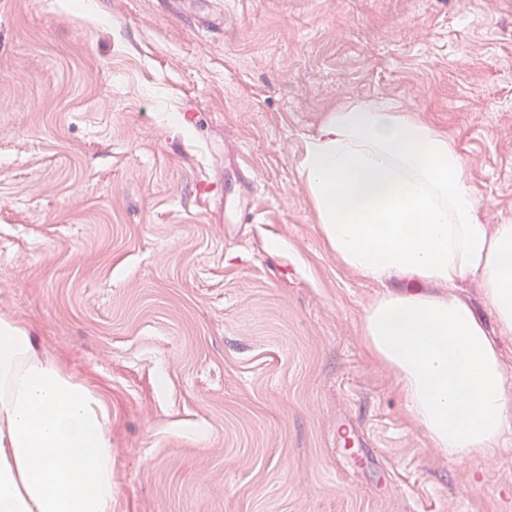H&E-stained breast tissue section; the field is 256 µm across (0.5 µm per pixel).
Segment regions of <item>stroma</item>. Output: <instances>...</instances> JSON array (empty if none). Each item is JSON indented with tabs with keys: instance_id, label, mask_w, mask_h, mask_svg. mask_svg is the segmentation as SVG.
<instances>
[{
	"instance_id": "obj_1",
	"label": "stroma",
	"mask_w": 512,
	"mask_h": 512,
	"mask_svg": "<svg viewBox=\"0 0 512 512\" xmlns=\"http://www.w3.org/2000/svg\"><path fill=\"white\" fill-rule=\"evenodd\" d=\"M380 99L512 220V0H0V319L102 396L112 512H512V447L449 462L367 348L404 285L337 260L298 168ZM336 446L346 451L343 458L361 471L375 464L374 457L364 448V444L355 429L348 424H339L336 431Z\"/></svg>"
}]
</instances>
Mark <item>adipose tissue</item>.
Listing matches in <instances>:
<instances>
[{
	"instance_id": "1",
	"label": "adipose tissue",
	"mask_w": 512,
	"mask_h": 512,
	"mask_svg": "<svg viewBox=\"0 0 512 512\" xmlns=\"http://www.w3.org/2000/svg\"><path fill=\"white\" fill-rule=\"evenodd\" d=\"M299 168L340 263L408 284L369 307L362 331L433 446L454 463L511 446L512 373L455 290L479 280L512 332V222H481L454 142L394 100L355 104L326 116ZM113 489L100 395L0 321V512H112Z\"/></svg>"
}]
</instances>
